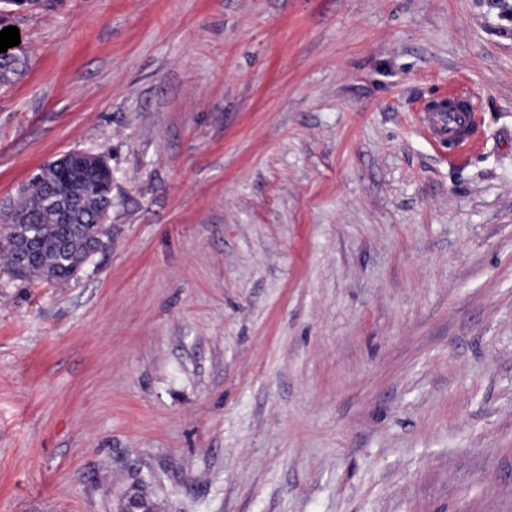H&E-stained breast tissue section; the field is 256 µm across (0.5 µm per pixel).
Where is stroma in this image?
Listing matches in <instances>:
<instances>
[{"label": "stroma", "instance_id": "obj_1", "mask_svg": "<svg viewBox=\"0 0 512 512\" xmlns=\"http://www.w3.org/2000/svg\"><path fill=\"white\" fill-rule=\"evenodd\" d=\"M8 23L0 198L74 150L113 180L76 278L0 266V512H512V0ZM426 122L435 141L460 149L474 143L472 133L478 122L477 107L471 98H460L456 109L429 110Z\"/></svg>", "mask_w": 512, "mask_h": 512}]
</instances>
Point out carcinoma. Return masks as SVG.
Masks as SVG:
<instances>
[{
  "mask_svg": "<svg viewBox=\"0 0 512 512\" xmlns=\"http://www.w3.org/2000/svg\"><path fill=\"white\" fill-rule=\"evenodd\" d=\"M28 67V56L0 60V85L14 81V77L24 73ZM106 174L100 171L86 180H74L69 184V196L79 204L85 216L94 218L105 207ZM16 209L23 212L29 223L40 228L39 237L29 251L23 278L45 279L65 282L77 276L90 249V227L67 225L69 238L62 240V225L59 224L57 210L45 206L34 192L17 198ZM24 228L17 224L11 232H0V263L15 270L18 258L20 236L15 230Z\"/></svg>",
  "mask_w": 512,
  "mask_h": 512,
  "instance_id": "cac0c4a2",
  "label": "carcinoma"
}]
</instances>
